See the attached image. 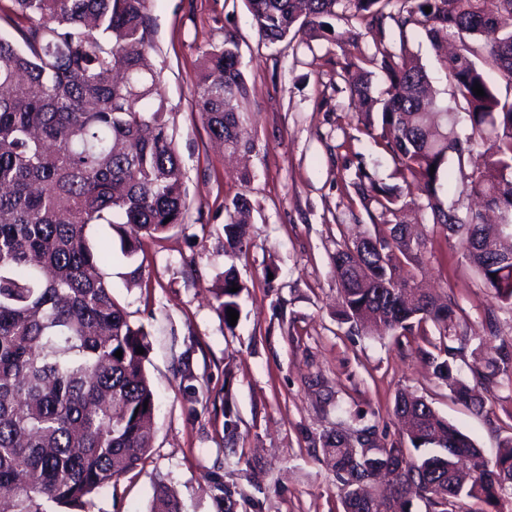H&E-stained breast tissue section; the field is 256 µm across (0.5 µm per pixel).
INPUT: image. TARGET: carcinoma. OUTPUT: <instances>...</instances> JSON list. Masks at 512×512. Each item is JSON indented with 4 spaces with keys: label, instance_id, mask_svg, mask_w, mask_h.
I'll return each instance as SVG.
<instances>
[{
    "label": "carcinoma",
    "instance_id": "carcinoma-1",
    "mask_svg": "<svg viewBox=\"0 0 512 512\" xmlns=\"http://www.w3.org/2000/svg\"><path fill=\"white\" fill-rule=\"evenodd\" d=\"M260 38L329 39L330 20L344 18L372 45L341 66L339 77L367 135L394 165V184L376 178L356 152L349 203L380 218L385 236L343 242L332 256L342 319L353 329L407 336L438 327L425 356L434 376L465 407L484 401L459 378L463 335L454 299L439 298L396 261L418 258L425 240L411 233L404 212L424 199L431 223L456 239L496 299L512 304V101L489 85L497 71L512 89V0H247ZM431 12H425V8ZM0 512H82L86 500L135 470L150 452L156 399L145 372L142 327L112 297L87 229L125 224L151 237L185 223L188 201L179 153L153 49L145 0H7L0 20ZM398 31L399 47L386 43ZM455 51L443 60L450 86L444 101L409 50L407 33ZM383 78L378 92L374 78ZM481 85L485 96L472 87ZM245 94L234 35L202 54L195 108L210 137L232 153L250 152L243 115L226 101ZM465 112L471 133L457 130ZM457 159L460 199L448 158ZM479 164L464 172L465 164ZM435 172H430V168ZM478 207L461 211V198ZM224 253L248 245L250 203L243 194L225 207ZM496 277H491V274ZM239 291H231L232 286ZM245 284L235 266L214 295L222 313L239 310ZM484 369L474 381L512 387V339L488 318ZM123 356H115L117 350ZM224 440L235 442L230 379L224 382ZM393 412L406 428L391 443L366 426L350 439L322 440L334 460L343 512H501L512 497V435L489 461L475 442L426 398L399 392ZM224 512L260 501L241 485L215 482ZM149 512H182L167 486L155 488Z\"/></svg>",
    "mask_w": 512,
    "mask_h": 512
}]
</instances>
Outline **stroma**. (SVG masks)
<instances>
[{
  "mask_svg": "<svg viewBox=\"0 0 512 512\" xmlns=\"http://www.w3.org/2000/svg\"><path fill=\"white\" fill-rule=\"evenodd\" d=\"M146 13L148 62L164 87L190 210L163 238H141L130 257L128 228L88 230L90 244H110L104 271L112 295L147 333L145 369L158 410L143 469L94 494L85 512H148L160 483L182 512H218L212 478L232 481L249 469L260 485L246 492L263 512H341L320 440L365 424L381 441L397 438L392 406L400 390L424 396L494 459L512 434V390L479 387L485 409L474 414L421 354L438 340L437 328L397 340L351 332L339 317L330 257L345 238L382 229L348 206L345 161L372 151L336 75L353 50L350 25L333 19L331 41L272 45L259 38L245 0H147ZM228 31L239 44L248 89L239 110L254 144L241 161L211 141L194 104L201 53ZM240 193L253 207L250 244L233 261L224 254L225 205ZM408 219L427 234L417 279L459 306L458 331L470 349L457 368L471 378L482 365L473 349L488 334L486 311L500 335L512 337V305L492 296L456 241L432 231L426 211L411 207ZM231 266L246 288L230 328L213 290ZM228 406L238 422L232 446L224 443Z\"/></svg>",
  "mask_w": 512,
  "mask_h": 512,
  "instance_id": "stroma-1",
  "label": "stroma"
}]
</instances>
